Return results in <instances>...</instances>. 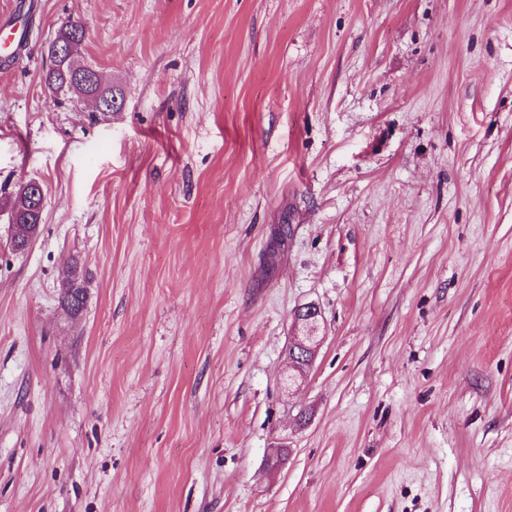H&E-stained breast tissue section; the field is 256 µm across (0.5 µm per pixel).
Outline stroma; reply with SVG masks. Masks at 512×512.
I'll return each instance as SVG.
<instances>
[{
    "label": "stroma",
    "instance_id": "obj_1",
    "mask_svg": "<svg viewBox=\"0 0 512 512\" xmlns=\"http://www.w3.org/2000/svg\"><path fill=\"white\" fill-rule=\"evenodd\" d=\"M70 19L120 111L48 92ZM15 21L0 512H512V0H0ZM20 192L28 195V198H30L32 202V208L30 209V211L34 212L37 215L38 224H36V222L30 223L26 219V216L29 214V206L27 203V199ZM20 192L19 190L17 191L16 195L14 196L12 205L10 207V214L12 218V236H14L16 232L15 228L18 225H25V227L27 228L34 227L35 233L28 240L29 245L32 239L37 235L39 228L41 226V224L39 223L45 205V192L43 189V185L37 180H29L22 182L20 185ZM15 220H17L16 223H14ZM86 291L81 287L78 281L71 279L70 287L66 291H62L59 297V304L71 314L77 316L81 314L86 305ZM77 307L78 309H75Z\"/></svg>",
    "mask_w": 512,
    "mask_h": 512
}]
</instances>
